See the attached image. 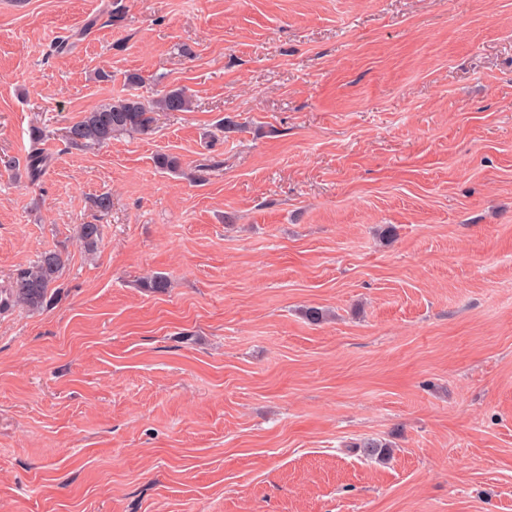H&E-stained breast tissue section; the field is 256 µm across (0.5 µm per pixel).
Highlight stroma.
I'll return each instance as SVG.
<instances>
[{
    "label": "stroma",
    "instance_id": "35a3bbf8",
    "mask_svg": "<svg viewBox=\"0 0 512 512\" xmlns=\"http://www.w3.org/2000/svg\"><path fill=\"white\" fill-rule=\"evenodd\" d=\"M47 250L0 512H512V0H0V289ZM191 99L182 88L167 91L151 105L139 96L128 95L112 99L97 109L86 112L67 131L70 145H105L122 134L144 135L152 131L154 112H186Z\"/></svg>",
    "mask_w": 512,
    "mask_h": 512
}]
</instances>
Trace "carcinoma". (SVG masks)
Instances as JSON below:
<instances>
[{
  "mask_svg": "<svg viewBox=\"0 0 512 512\" xmlns=\"http://www.w3.org/2000/svg\"><path fill=\"white\" fill-rule=\"evenodd\" d=\"M191 99L182 88L167 91L152 104H146L136 95L113 99L97 109L87 112L72 124L67 131L70 145L82 147L87 144H108L118 135H144L152 131L156 112H186ZM79 237L88 248H97L101 239L98 224L79 226ZM65 265L60 251H45L32 265L18 270L4 290L2 306H21L30 311H39L52 300L51 285L56 281Z\"/></svg>",
  "mask_w": 512,
  "mask_h": 512,
  "instance_id": "obj_1",
  "label": "carcinoma"
}]
</instances>
